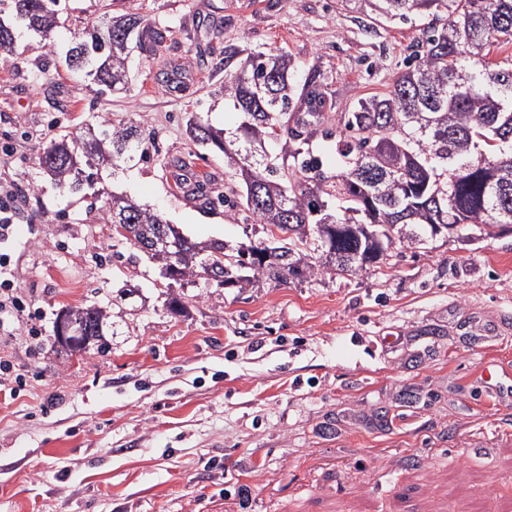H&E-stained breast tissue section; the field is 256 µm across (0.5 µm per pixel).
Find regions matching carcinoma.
Returning <instances> with one entry per match:
<instances>
[{
  "mask_svg": "<svg viewBox=\"0 0 512 512\" xmlns=\"http://www.w3.org/2000/svg\"><path fill=\"white\" fill-rule=\"evenodd\" d=\"M454 9L442 24L423 30L407 69L382 94L363 98L332 119L315 75L301 93L291 83V59L260 50H232L225 66L224 101L238 114L235 128L215 130L189 120L193 141L224 154L227 211L247 212L266 239L235 250L222 240L202 245L162 213L100 186L97 159L109 147L110 168L145 156L137 130L112 132L103 118L83 133L50 142L40 166L56 188L101 202L124 239L160 265L162 277L182 283L200 277L218 287L244 288L262 279L283 283L323 273L363 271L383 261L394 240L420 248L423 230L434 236L462 224L486 231L512 224V54L499 62L493 50L512 48V0H379L377 10L406 21L417 11ZM47 40L60 24V0H0V13ZM122 19L128 45L155 48L172 27ZM109 22L74 35L64 66L112 94L126 88L127 54ZM285 138L272 156L268 141ZM336 140V172L314 154L318 140ZM96 306L60 311L53 333L59 344L83 349L103 335Z\"/></svg>",
  "mask_w": 512,
  "mask_h": 512,
  "instance_id": "cac0c4a2",
  "label": "carcinoma"
}]
</instances>
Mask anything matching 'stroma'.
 <instances>
[{
    "label": "stroma",
    "mask_w": 512,
    "mask_h": 512,
    "mask_svg": "<svg viewBox=\"0 0 512 512\" xmlns=\"http://www.w3.org/2000/svg\"><path fill=\"white\" fill-rule=\"evenodd\" d=\"M374 4L66 0L53 46L28 36L0 50V187L17 193L0 251L44 328L39 346L0 343L26 381L0 390V512H512V226L396 243L375 271L179 286L38 165L92 115L135 126L149 154L108 189L196 240L262 241L261 225L226 216L224 157L186 121L237 124L230 48L288 53L296 84L318 74L331 116L384 92L432 15L400 23ZM127 12L174 38L134 48L126 91L102 97L60 58L72 32ZM199 52L187 89L157 81ZM175 158L207 176L203 194L176 189ZM90 305L104 336L65 351L56 313Z\"/></svg>",
    "instance_id": "1"
}]
</instances>
